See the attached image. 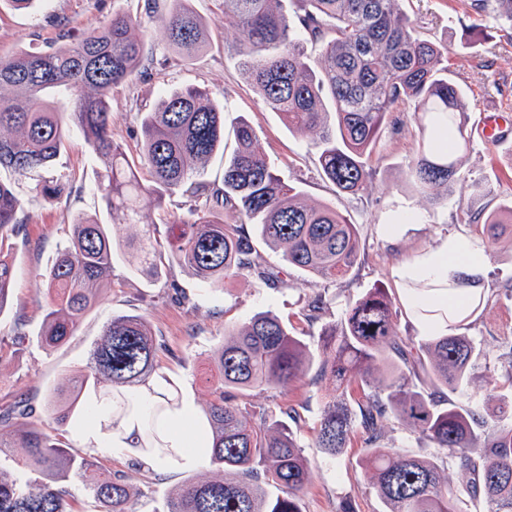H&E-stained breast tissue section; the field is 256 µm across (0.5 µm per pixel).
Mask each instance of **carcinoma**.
Wrapping results in <instances>:
<instances>
[{
    "label": "carcinoma",
    "mask_w": 512,
    "mask_h": 512,
    "mask_svg": "<svg viewBox=\"0 0 512 512\" xmlns=\"http://www.w3.org/2000/svg\"><path fill=\"white\" fill-rule=\"evenodd\" d=\"M190 0H144V13L162 31L166 45L191 59L206 39V25ZM402 0H296L288 18L281 0H220L224 26L244 39L230 50L262 104L279 115L288 131L311 138L320 174L336 193L358 194L371 187L369 159L388 117L400 104L417 117L420 141L408 177L415 192L445 203L464 183L462 154L470 144L466 92L448 76L447 47L423 37L401 6ZM475 22L466 41L485 36L486 21L512 28V0H471ZM154 51L141 19L112 14L100 29L63 28L57 45L43 51L0 56V167L16 176L52 165L70 128L82 130L90 151L107 165L97 190L106 203L109 223L98 217L73 225L67 246L46 272L47 312L41 343L55 347L70 336L97 302L98 291L112 284V264L121 255L130 270L156 269V258L188 268L212 286L224 279L251 275L268 288L281 283V271L262 263L258 243L281 252L285 267L335 282L357 262L356 225L330 204L308 205L303 191L285 181L258 144L254 128L240 121L226 137L224 107L195 86L164 94L141 117L136 156L112 138L109 116L112 89L149 75ZM224 152L223 188L192 181L211 156ZM149 174L144 183L139 172ZM65 189L60 178L34 187L43 197ZM183 192L203 204H189L179 219L180 233L162 243L147 226L137 240L112 236L117 224L139 223L144 194L163 200ZM22 200L0 182V314L4 312L14 265L4 256L2 232L18 223ZM468 221L480 226L487 247L500 239L508 214L462 205ZM476 279L448 280V293L465 302L448 310L426 304L417 312L459 328L484 303ZM331 299L319 293L303 316L320 319ZM398 308L387 291L369 289L350 304L343 317L324 325L316 350L296 330L270 312H258L233 327L214 357L213 396L199 421L209 437L205 459L219 474L189 479L170 499L166 512H303L312 474L301 446L282 417L294 419L293 406L247 418L240 400L255 388L286 387L318 365L312 381L330 375L336 396L327 403L313 447L336 455L354 432L366 448L364 465L385 512H465L470 500L483 499L485 512H512V412L502 408L493 431L485 418L445 393H459L470 376L475 347L461 334L430 335L418 344L399 336ZM157 347L142 315H121L105 326L85 365L79 369L61 405L63 417L83 410L95 395L108 428L134 416L130 435L146 455L169 453L165 425L179 398L154 388ZM429 366L430 386L411 383L421 361ZM389 366L376 390L364 383L373 363ZM27 400L0 414V454L21 449L17 468L35 471L34 481L0 472V512H71L62 483L88 482L104 512H129L131 485L124 476L94 469L71 456L58 439L29 420ZM418 425L423 439L447 451L472 478L459 488L443 481L436 462L404 454L380 443L384 421Z\"/></svg>",
    "instance_id": "cac0c4a2"
}]
</instances>
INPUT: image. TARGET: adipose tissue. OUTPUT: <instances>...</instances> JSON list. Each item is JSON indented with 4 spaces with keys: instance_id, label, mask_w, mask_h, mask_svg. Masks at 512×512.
<instances>
[{
    "instance_id": "adipose-tissue-1",
    "label": "adipose tissue",
    "mask_w": 512,
    "mask_h": 512,
    "mask_svg": "<svg viewBox=\"0 0 512 512\" xmlns=\"http://www.w3.org/2000/svg\"><path fill=\"white\" fill-rule=\"evenodd\" d=\"M487 260V249L482 240L450 235L441 239L434 248L400 266L398 273L413 282L444 285L453 275L482 269ZM167 441L169 447L180 449L186 456L198 457L205 439L201 429L191 425L188 409L175 411L168 420Z\"/></svg>"
}]
</instances>
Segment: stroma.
I'll use <instances>...</instances> for the list:
<instances>
[{
    "label": "stroma",
    "instance_id": "1",
    "mask_svg": "<svg viewBox=\"0 0 512 512\" xmlns=\"http://www.w3.org/2000/svg\"><path fill=\"white\" fill-rule=\"evenodd\" d=\"M469 2L404 0L403 7L425 37L447 45L450 76L467 93L471 122H478L486 107L502 110L501 146L492 148L475 137L464 158L471 178L480 180L487 189L484 205L494 207L512 201V30H488L474 48H465L463 26L470 21ZM190 6L208 26L206 48L192 60L169 57L168 63L156 66L150 77L114 88L110 116L113 137L129 154H136L140 115L152 111L163 91L190 84L204 87L212 99L226 104L225 127L244 119L255 128L261 149L279 174L300 182L305 203L333 205L356 224L359 256L352 271L335 283L326 285L292 269L275 288L265 287L250 276L229 278L223 286L213 287L189 269L168 263L162 264L159 276L146 277L131 273L117 259L111 287L100 290L97 305L65 344L48 349L38 339L46 314L44 273L57 250L68 244L79 219L104 216L105 204L97 183L105 165L86 150L79 129L74 128L53 170L55 176L68 182L64 193L45 198L33 193V180L23 181V208L11 237L15 279L8 310L0 316V410L27 399L34 421L56 434L72 456L93 461L102 472L129 476L131 512H165L168 500L186 479L205 480L216 476L217 471L203 459L191 466L168 458L152 462L128 443L119 447L108 440L98 446L87 444L82 429L100 423L90 411L67 423L57 422L49 408L51 396L69 390L75 372L86 363L113 317L146 316L157 340L156 374L166 378L178 391L182 405L199 416L211 400L206 380L213 368L212 357L224 343L225 330L256 312L268 311L296 325L309 342L318 337L323 322L339 320L349 302L368 289L381 287L388 290L401 312L400 335L422 340L425 333L410 308L407 284L398 278L397 268L447 235H480L476 225L462 219L459 209L460 200L470 197V188H456L444 204L413 191L407 170L418 145L419 128L404 105L391 112L388 126L376 143L371 159L372 190L361 195L337 194L335 187L321 178L308 139L288 132L278 116L263 107L236 58L228 52V45L237 41L240 33L225 28L217 0H190ZM116 8L139 16L143 0H36L26 10L0 0V55L47 49L56 43L66 22L80 29L104 27ZM187 207V197L178 193L161 201L143 197L139 223L122 225L117 234L125 240L136 239L144 225L152 224L160 237H168L173 222ZM405 213L412 214V221L400 224L396 235H388L386 225ZM478 287L485 294V307L461 329L462 335L472 340L475 356L460 400L486 414L493 426L499 406L512 401V382L497 361L500 354L512 350V298L507 295L512 289V239L502 238L489 251ZM324 290L332 302L323 322L305 321L303 306ZM333 389L329 378L314 384L304 378L283 390L252 391L241 406L248 413L296 407L298 417L288 426L314 475L303 499L304 512H340L346 502L356 512H383L362 465L365 448L360 436H352L346 448L333 456L312 446L314 430ZM382 443L436 460L442 477L452 485H464L469 478L457 459L422 439L412 424L386 421Z\"/></svg>",
    "mask_w": 512,
    "mask_h": 512
}]
</instances>
